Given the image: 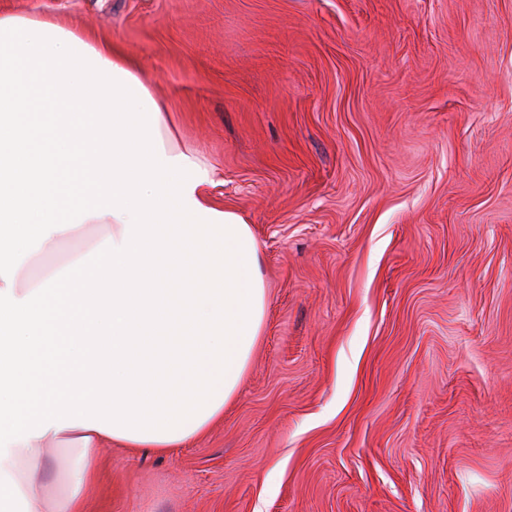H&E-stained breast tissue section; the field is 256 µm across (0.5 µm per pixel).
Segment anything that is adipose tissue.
<instances>
[{"instance_id": "adipose-tissue-1", "label": "adipose tissue", "mask_w": 512, "mask_h": 512, "mask_svg": "<svg viewBox=\"0 0 512 512\" xmlns=\"http://www.w3.org/2000/svg\"><path fill=\"white\" fill-rule=\"evenodd\" d=\"M170 121L112 42L0 14V512H86L97 448L171 453L238 394L267 314L259 247L213 204V170L166 146ZM100 234L99 230L93 227L87 228L80 232L76 238L66 240L60 244L55 253L50 256L39 257L36 261V267L41 264L65 263L74 249L84 246L89 240H93Z\"/></svg>"}]
</instances>
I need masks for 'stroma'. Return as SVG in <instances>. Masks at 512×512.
Returning <instances> with one entry per match:
<instances>
[{
	"mask_svg": "<svg viewBox=\"0 0 512 512\" xmlns=\"http://www.w3.org/2000/svg\"><path fill=\"white\" fill-rule=\"evenodd\" d=\"M116 42L245 217L224 420L90 512H512V0H0Z\"/></svg>",
	"mask_w": 512,
	"mask_h": 512,
	"instance_id": "35a3bbf8",
	"label": "stroma"
}]
</instances>
